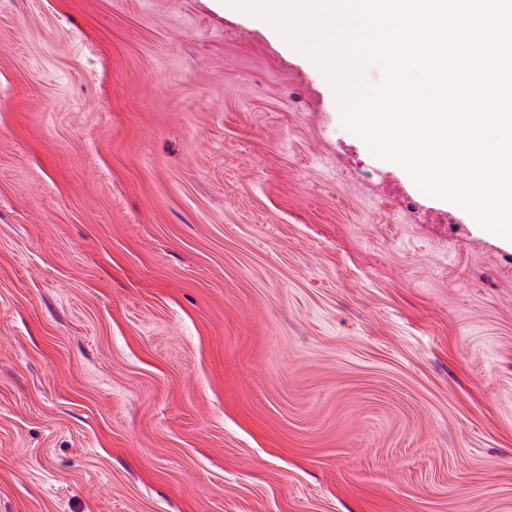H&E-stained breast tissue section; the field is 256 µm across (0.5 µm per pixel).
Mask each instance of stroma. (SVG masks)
<instances>
[{
    "label": "stroma",
    "mask_w": 512,
    "mask_h": 512,
    "mask_svg": "<svg viewBox=\"0 0 512 512\" xmlns=\"http://www.w3.org/2000/svg\"><path fill=\"white\" fill-rule=\"evenodd\" d=\"M0 512H512V241L224 0H0Z\"/></svg>",
    "instance_id": "obj_1"
}]
</instances>
